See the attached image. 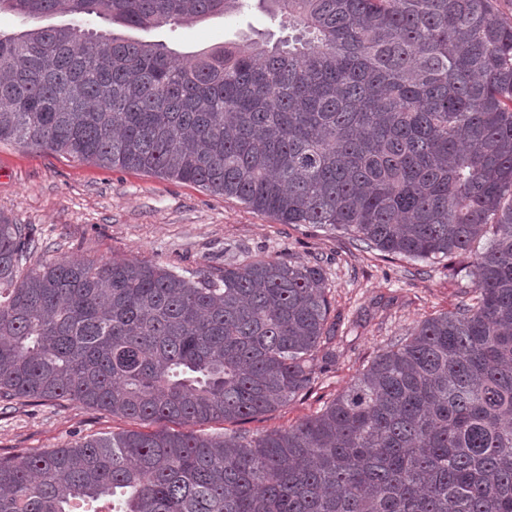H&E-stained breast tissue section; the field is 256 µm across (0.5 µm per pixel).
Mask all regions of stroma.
I'll list each match as a JSON object with an SVG mask.
<instances>
[{
	"mask_svg": "<svg viewBox=\"0 0 512 512\" xmlns=\"http://www.w3.org/2000/svg\"><path fill=\"white\" fill-rule=\"evenodd\" d=\"M42 25L77 27L129 40L150 38L183 58L229 40L276 41L289 31L261 0L235 11L145 32L100 17L54 14ZM0 215L28 225L43 243L35 261L49 259L158 263L195 272L269 256L319 263L336 318L334 362L322 366L311 390L287 406L245 423L251 434L285 429L343 391L382 349L418 322L453 309L474 286L473 258L433 264L390 259L349 235L308 224H284L237 199L189 183L133 170H112L49 150L0 143ZM141 429L176 431L179 423L137 424L67 401L26 402L0 413V456L49 451L81 438Z\"/></svg>",
	"mask_w": 512,
	"mask_h": 512,
	"instance_id": "obj_1",
	"label": "stroma"
}]
</instances>
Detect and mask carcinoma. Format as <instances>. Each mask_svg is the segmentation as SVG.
Returning <instances> with one entry per match:
<instances>
[{
    "label": "carcinoma",
    "instance_id": "carcinoma-1",
    "mask_svg": "<svg viewBox=\"0 0 512 512\" xmlns=\"http://www.w3.org/2000/svg\"><path fill=\"white\" fill-rule=\"evenodd\" d=\"M295 34L165 44L0 35V142L234 197L386 256L474 254L475 288L284 430L126 431L0 458V512H512V16L496 0H264ZM236 0H0L148 31ZM489 244L473 252L482 238ZM0 216V407L245 422L333 357L317 263L186 278L51 260Z\"/></svg>",
    "mask_w": 512,
    "mask_h": 512
}]
</instances>
